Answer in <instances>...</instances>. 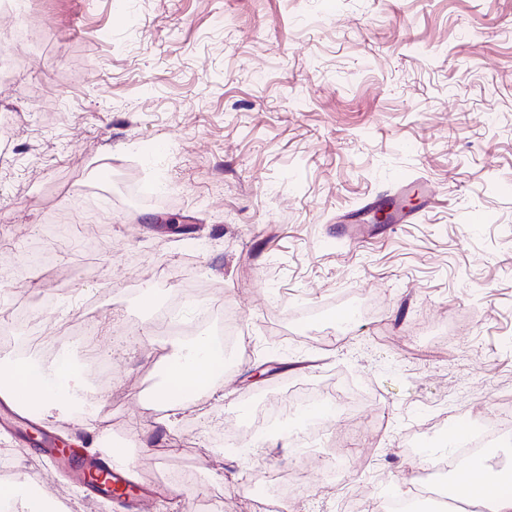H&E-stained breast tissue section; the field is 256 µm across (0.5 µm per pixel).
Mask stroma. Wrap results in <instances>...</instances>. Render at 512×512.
Returning <instances> with one entry per match:
<instances>
[{"label":"stroma","mask_w":512,"mask_h":512,"mask_svg":"<svg viewBox=\"0 0 512 512\" xmlns=\"http://www.w3.org/2000/svg\"><path fill=\"white\" fill-rule=\"evenodd\" d=\"M0 52V312L22 288L45 341L95 329L112 385L85 391L111 427L68 407L41 422L93 455L125 448L148 512L213 489L245 512L256 462L305 471L304 512L378 504L424 471L408 441L439 445L448 416L512 404V0H31L0 20ZM127 182L150 201L130 204ZM396 194L416 222L345 236ZM60 212L106 215L95 252L47 233ZM35 243L53 265L30 260ZM214 303L241 317L224 398L193 394L169 419L171 346L150 326ZM327 388L386 426L356 440L338 485L290 432L222 448L242 401ZM1 456L30 485L52 476L72 512H120L27 428L0 429ZM178 459L192 487L161 479Z\"/></svg>","instance_id":"stroma-1"}]
</instances>
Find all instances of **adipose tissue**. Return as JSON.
Listing matches in <instances>:
<instances>
[{
	"label": "adipose tissue",
	"mask_w": 512,
	"mask_h": 512,
	"mask_svg": "<svg viewBox=\"0 0 512 512\" xmlns=\"http://www.w3.org/2000/svg\"><path fill=\"white\" fill-rule=\"evenodd\" d=\"M216 359L217 354L206 339L193 346H180L167 359L163 367L162 396L171 408H178L188 394L212 389ZM8 378L16 401L47 410L75 400L84 389L77 364L64 354L46 366L28 358L17 360L10 367ZM508 482L512 483L511 463L496 469L485 462L464 492L484 501L488 512H512V490L504 488Z\"/></svg>",
	"instance_id": "1"
}]
</instances>
